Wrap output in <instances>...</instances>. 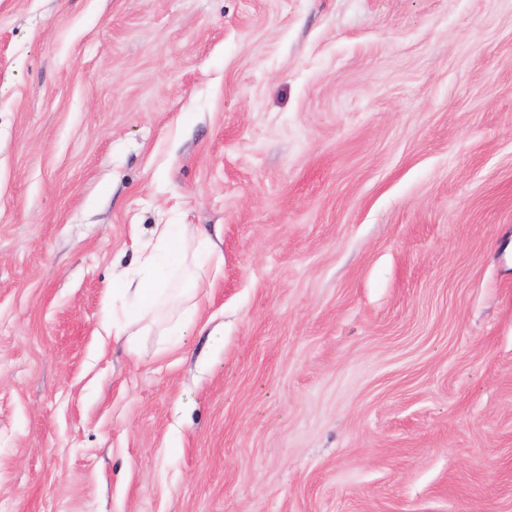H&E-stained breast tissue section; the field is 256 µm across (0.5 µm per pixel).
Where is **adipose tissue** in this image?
<instances>
[{
    "instance_id": "obj_1",
    "label": "adipose tissue",
    "mask_w": 512,
    "mask_h": 512,
    "mask_svg": "<svg viewBox=\"0 0 512 512\" xmlns=\"http://www.w3.org/2000/svg\"><path fill=\"white\" fill-rule=\"evenodd\" d=\"M223 262L198 225H157L150 251L139 253L114 286L123 302L112 317L115 340L131 346L153 330L167 341L184 336L203 308L204 272Z\"/></svg>"
}]
</instances>
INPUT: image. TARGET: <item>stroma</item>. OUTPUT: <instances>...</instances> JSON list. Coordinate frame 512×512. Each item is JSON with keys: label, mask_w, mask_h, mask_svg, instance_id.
Returning <instances> with one entry per match:
<instances>
[{"label": "stroma", "mask_w": 512, "mask_h": 512, "mask_svg": "<svg viewBox=\"0 0 512 512\" xmlns=\"http://www.w3.org/2000/svg\"><path fill=\"white\" fill-rule=\"evenodd\" d=\"M0 512H512V0H0ZM131 238L138 257L112 286L123 302L120 315L112 305V336L129 348L155 327L166 341L185 336L203 308L202 274L219 271L221 251L197 224H157L147 253L135 230Z\"/></svg>", "instance_id": "stroma-1"}]
</instances>
